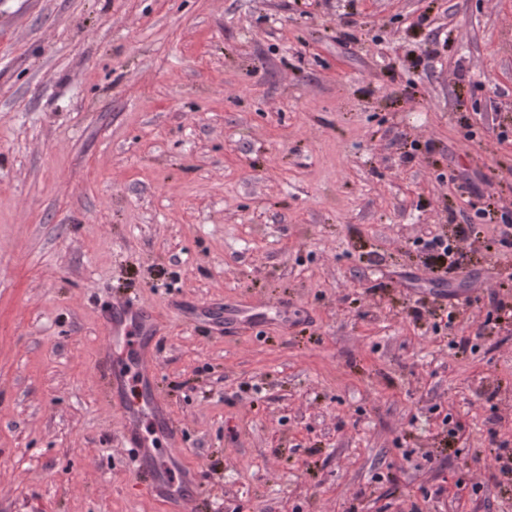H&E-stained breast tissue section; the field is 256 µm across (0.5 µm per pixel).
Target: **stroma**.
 Masks as SVG:
<instances>
[{
    "instance_id": "obj_1",
    "label": "stroma",
    "mask_w": 512,
    "mask_h": 512,
    "mask_svg": "<svg viewBox=\"0 0 512 512\" xmlns=\"http://www.w3.org/2000/svg\"><path fill=\"white\" fill-rule=\"evenodd\" d=\"M505 216L512 0H0V512H174L104 382L121 296L199 512H512ZM471 230V224H460L458 230V239L455 241H448L442 237L434 236L426 241H423V248L429 253L434 261V264L440 271H444V275H452L460 269L461 263L456 255H460L458 241L467 237ZM449 261V263H448ZM104 316L107 319L108 343L102 356V365L106 370L112 368V374L107 373V382L110 385L113 382L115 386L132 373L150 375L154 369L150 350L143 351L133 365L125 362L124 350L132 333L141 337H155V316L150 315L143 302L136 298L112 303V315L104 313Z\"/></svg>"
}]
</instances>
